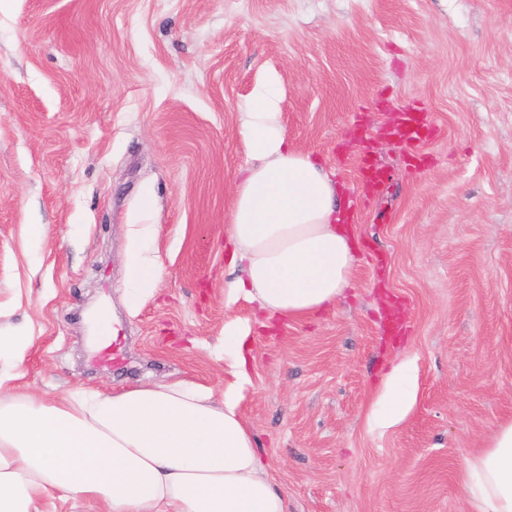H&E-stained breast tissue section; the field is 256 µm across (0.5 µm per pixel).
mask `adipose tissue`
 I'll list each match as a JSON object with an SVG mask.
<instances>
[{
	"label": "adipose tissue",
	"mask_w": 512,
	"mask_h": 512,
	"mask_svg": "<svg viewBox=\"0 0 512 512\" xmlns=\"http://www.w3.org/2000/svg\"><path fill=\"white\" fill-rule=\"evenodd\" d=\"M254 162L236 186L226 242L235 279L229 300L268 318L299 319L349 285L353 246L331 173L290 148L273 86H258L239 114ZM131 296L154 292L160 263L146 239L128 253ZM252 328L224 325L232 381L223 390L177 381L116 395L76 392L0 399V512H49L55 499L89 498L106 512H288L239 410ZM410 368L400 364L378 412L406 411ZM460 483L474 512H512V422L465 464Z\"/></svg>",
	"instance_id": "obj_1"
}]
</instances>
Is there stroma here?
<instances>
[{"mask_svg": "<svg viewBox=\"0 0 512 512\" xmlns=\"http://www.w3.org/2000/svg\"><path fill=\"white\" fill-rule=\"evenodd\" d=\"M261 83L355 243L334 303L268 328L224 296ZM406 109L431 121L412 153L386 133ZM363 156L387 173L369 196ZM146 225L163 273L132 303ZM231 320L254 324L239 410L288 512H471L460 471L512 421V0H0V325L34 336L11 395L223 389ZM403 361L414 403L378 425Z\"/></svg>", "mask_w": 512, "mask_h": 512, "instance_id": "35a3bbf8", "label": "stroma"}]
</instances>
